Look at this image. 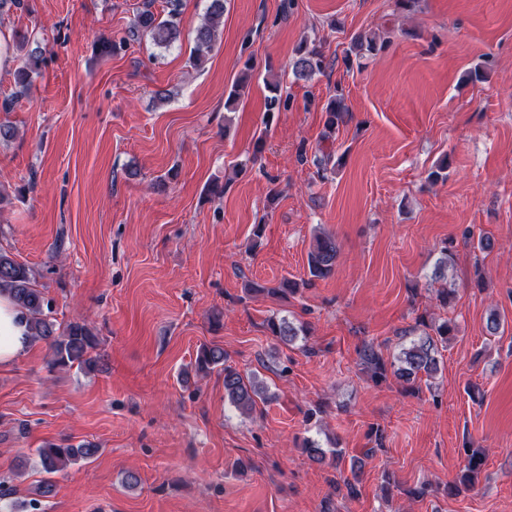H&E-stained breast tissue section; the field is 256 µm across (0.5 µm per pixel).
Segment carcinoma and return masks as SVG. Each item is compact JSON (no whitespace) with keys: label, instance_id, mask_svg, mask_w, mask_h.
Masks as SVG:
<instances>
[{"label":"carcinoma","instance_id":"obj_1","mask_svg":"<svg viewBox=\"0 0 512 512\" xmlns=\"http://www.w3.org/2000/svg\"><path fill=\"white\" fill-rule=\"evenodd\" d=\"M153 0H143L137 10L125 36L117 40H104L98 49L102 54H114L128 46L132 41L146 39L157 46L167 47L180 37L181 0H166V10L160 15L153 10ZM226 9V0H210L202 22L195 29L194 40L196 55L192 58L194 67L201 66L206 54L212 51L218 28L221 26ZM15 48L27 49L24 65L15 71L18 94L32 88V75L37 73L45 60L44 51L39 41L30 39V35L15 34ZM378 50L377 38L372 34H359L354 38L350 51L357 57L372 55ZM329 62L322 51L301 46L292 63V74L296 80L308 81L317 74L325 73ZM266 97L265 116L270 120L275 113L285 111L290 106V99L284 96L276 86L269 88ZM326 129L333 134L340 125L349 119V112L343 99L335 97L326 106ZM339 249L336 240L330 236H318L308 257L309 278L302 282L308 286L316 279L329 276L336 266ZM250 293H268L271 295L294 293L297 282L285 279L279 288H267L255 281L246 283ZM0 290L7 291L16 306L26 315L32 341H44L50 349L49 364L53 368H71L90 370L97 365V356L93 355L97 338L93 329L81 321H71L65 326L45 314L49 302L45 301L43 291L38 288L33 271L18 262L13 255L0 249ZM266 329L271 336L285 344L293 342L301 333H307L304 326H296L285 318L268 319ZM432 333H427L409 344L401 347L399 353L390 362L371 342L363 343L358 350L359 359L370 379L378 384L386 379L387 374L400 382L403 390L414 394L419 390L417 383L423 377L431 378L439 369V346L448 344L454 328L445 321L431 326ZM197 368L208 373L215 369L224 372V393L228 401L243 413L253 412L258 403L268 400L266 388L259 381L258 375H244L226 364L224 348L217 344H203L196 357ZM100 451L92 442H83L78 446L61 447L48 443L36 449L40 470L46 475L43 484L51 486L52 476L64 472L76 462L89 461ZM467 459L460 474L448 483V495L457 496L463 491L475 488L482 473L483 453L478 449H466Z\"/></svg>","mask_w":512,"mask_h":512}]
</instances>
